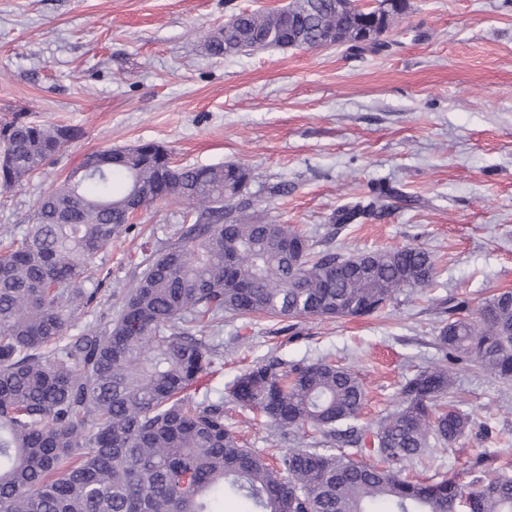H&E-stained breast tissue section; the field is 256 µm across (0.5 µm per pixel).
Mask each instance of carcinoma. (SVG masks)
<instances>
[{
  "instance_id": "1",
  "label": "carcinoma",
  "mask_w": 512,
  "mask_h": 512,
  "mask_svg": "<svg viewBox=\"0 0 512 512\" xmlns=\"http://www.w3.org/2000/svg\"><path fill=\"white\" fill-rule=\"evenodd\" d=\"M336 0H294L295 37L310 45L349 43L378 52L379 38L406 12ZM280 12H244L228 35L207 37L213 57L288 45ZM76 136L69 126L16 115L0 121V188L30 181ZM239 164L172 165L157 143L87 156L39 201L32 224L0 246V512H512V478L483 471L469 483L431 470L430 441L453 445L471 427L447 402L445 368L417 371L399 409L367 433L357 425L366 390L332 361H259L234 380L229 397L284 440L305 428L312 442L271 463L224 424V396L205 378L217 359L196 333L224 316L342 318L378 312L403 291L429 286L425 249L344 255L316 251L294 228L241 200L251 180ZM148 209L169 195L197 214L147 258L113 321L69 336L71 307L94 293L89 260L126 224L125 205ZM399 195L381 187L338 209L335 224L379 218ZM448 301L436 341L448 354L512 381V290L467 314Z\"/></svg>"
}]
</instances>
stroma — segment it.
Instances as JSON below:
<instances>
[{
  "instance_id": "obj_1",
  "label": "stroma",
  "mask_w": 512,
  "mask_h": 512,
  "mask_svg": "<svg viewBox=\"0 0 512 512\" xmlns=\"http://www.w3.org/2000/svg\"><path fill=\"white\" fill-rule=\"evenodd\" d=\"M288 0H0V119L25 113L79 136L30 182L0 190V240L20 236L41 195L84 157L142 142L165 146L180 166L250 169L257 208L313 243L349 255L416 244L435 275L380 312L336 319L225 317L210 343L223 356L218 392L248 365L281 358L349 367L365 383L360 426L397 409L421 367L447 369L469 433L437 447L435 466L464 470L499 458L512 478V382L445 356L435 340L444 303L478 309L512 290V0H408L389 48H270L215 58L205 36L234 14ZM287 183L284 196L270 187ZM380 184L400 189L384 218L334 224L342 206ZM178 197L159 201L92 259L70 335L114 319L142 262L191 223ZM225 422L250 448L281 443L247 411Z\"/></svg>"
}]
</instances>
